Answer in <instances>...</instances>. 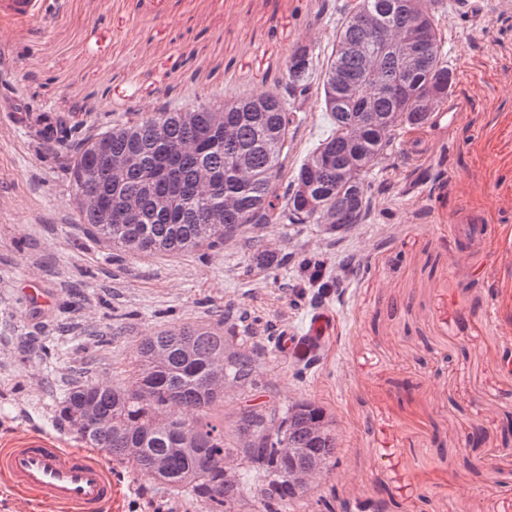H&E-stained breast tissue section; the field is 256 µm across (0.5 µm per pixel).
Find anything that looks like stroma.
<instances>
[{"label": "stroma", "instance_id": "stroma-1", "mask_svg": "<svg viewBox=\"0 0 512 512\" xmlns=\"http://www.w3.org/2000/svg\"><path fill=\"white\" fill-rule=\"evenodd\" d=\"M443 2L451 95L465 109L448 128L400 133L365 223L339 235L250 224L179 257L112 250L78 223L52 125L91 134L165 101L260 93L294 48L329 53L339 13L325 0H41L35 20L0 11V449L35 433L80 447L56 416L75 370L117 381L139 338L221 314L265 383L213 407L226 439L246 402L307 400L336 421L335 459L287 512H342L380 494L394 512H512V0ZM329 130L309 99L283 180ZM468 219L500 227L471 258L458 253ZM352 256L367 274L322 296L304 282V261L334 272ZM488 300L496 322L464 318ZM318 310L336 325L317 351H280L284 330ZM475 429L486 440L474 450ZM112 486L107 512L135 501L196 512L119 465Z\"/></svg>", "mask_w": 512, "mask_h": 512}]
</instances>
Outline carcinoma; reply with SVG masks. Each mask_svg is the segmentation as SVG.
<instances>
[{
	"label": "carcinoma",
	"mask_w": 512,
	"mask_h": 512,
	"mask_svg": "<svg viewBox=\"0 0 512 512\" xmlns=\"http://www.w3.org/2000/svg\"><path fill=\"white\" fill-rule=\"evenodd\" d=\"M378 22L371 30L350 0L327 61L314 65L309 48H295L285 72L264 92L200 103L184 112L165 104L151 112H126L105 130L73 145L72 189L112 203L78 211V222L112 248L131 255H179L224 244L248 224H319L346 232L365 222L371 206L369 175L392 156L403 129L424 127L455 84L443 56L436 23L442 0H362ZM425 39L423 61L393 95L386 86L402 70L397 45ZM332 132L295 170L284 192L279 179L288 157L290 127L313 89ZM133 157L119 179L97 158ZM209 170L216 179L203 182ZM132 200L133 214L124 212ZM122 384L73 375L59 419L78 438L132 466L174 497L191 499L202 512H223L240 495L224 480V460L244 461L243 482L255 485L264 512H282L298 493L288 469L330 463L338 442L335 421L309 401L284 408H239V444L224 443V423L209 411L224 389L247 392L261 385L254 354L232 348L224 320L212 325L162 329L136 343ZM285 448L301 450L298 461Z\"/></svg>",
	"instance_id": "carcinoma-1"
}]
</instances>
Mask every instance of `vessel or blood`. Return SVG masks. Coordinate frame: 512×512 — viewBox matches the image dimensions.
I'll list each match as a JSON object with an SVG mask.
<instances>
[{
	"label": "vessel or blood",
	"mask_w": 512,
	"mask_h": 512,
	"mask_svg": "<svg viewBox=\"0 0 512 512\" xmlns=\"http://www.w3.org/2000/svg\"><path fill=\"white\" fill-rule=\"evenodd\" d=\"M495 231V225L469 221L465 251L479 250ZM332 325L329 313L316 311L307 335L282 336L280 347L285 351H312ZM0 483L18 493L47 497L56 512H104L112 501V467L108 462L80 448L45 443L40 435L0 451Z\"/></svg>",
	"instance_id": "vessel-or-blood-1"
}]
</instances>
